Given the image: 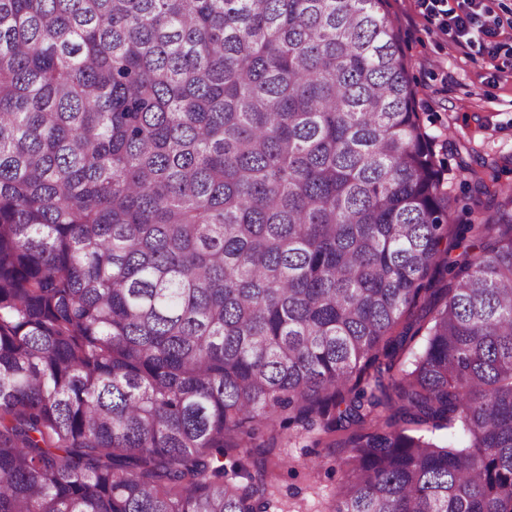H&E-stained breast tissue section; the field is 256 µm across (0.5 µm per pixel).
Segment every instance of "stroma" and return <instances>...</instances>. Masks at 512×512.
Here are the masks:
<instances>
[{
	"label": "stroma",
	"instance_id": "stroma-1",
	"mask_svg": "<svg viewBox=\"0 0 512 512\" xmlns=\"http://www.w3.org/2000/svg\"><path fill=\"white\" fill-rule=\"evenodd\" d=\"M387 4L417 92L416 110L452 203V222L471 223L493 202L475 194L469 171L512 187V74L497 69L499 55L512 53V28H500L494 57L440 32L420 0ZM276 423L257 438L269 465L268 512H331L343 481L340 433L320 421L289 422L284 414Z\"/></svg>",
	"mask_w": 512,
	"mask_h": 512
}]
</instances>
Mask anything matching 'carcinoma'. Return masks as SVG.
Instances as JSON below:
<instances>
[{
	"label": "carcinoma",
	"instance_id": "1",
	"mask_svg": "<svg viewBox=\"0 0 512 512\" xmlns=\"http://www.w3.org/2000/svg\"><path fill=\"white\" fill-rule=\"evenodd\" d=\"M384 3L0 0V512H266L284 411L333 512H512V190L440 262ZM288 416L292 415L281 414L275 428H263L248 447L224 448L226 479L243 482L230 471V463L239 460L252 469L249 453L256 448L250 446L262 444L265 448L260 449L267 452L270 472L268 512H331L344 476L339 463L347 448H336L342 432L326 430L318 419L311 426L296 422L288 425Z\"/></svg>",
	"mask_w": 512,
	"mask_h": 512
}]
</instances>
